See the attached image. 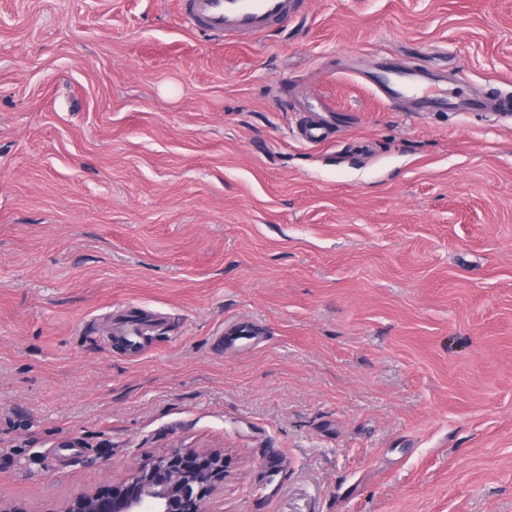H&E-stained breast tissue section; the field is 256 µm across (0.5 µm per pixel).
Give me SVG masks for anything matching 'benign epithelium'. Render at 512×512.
<instances>
[{"mask_svg": "<svg viewBox=\"0 0 512 512\" xmlns=\"http://www.w3.org/2000/svg\"><path fill=\"white\" fill-rule=\"evenodd\" d=\"M226 478L224 452L175 446L144 460L105 492L67 499L59 512H210L206 495Z\"/></svg>", "mask_w": 512, "mask_h": 512, "instance_id": "1", "label": "benign epithelium"}]
</instances>
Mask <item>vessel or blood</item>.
I'll return each mask as SVG.
<instances>
[{
    "label": "vessel or blood",
    "mask_w": 512,
    "mask_h": 512,
    "mask_svg": "<svg viewBox=\"0 0 512 512\" xmlns=\"http://www.w3.org/2000/svg\"><path fill=\"white\" fill-rule=\"evenodd\" d=\"M302 0H179L184 22L207 37L233 36L254 39L299 12ZM372 92L389 104L406 105L412 112H512V96L489 100L459 92L447 72L405 69L388 62L365 76ZM292 109L313 113L314 118L297 130L300 140L321 145L332 134V126L323 119L330 106L320 97L292 100Z\"/></svg>",
    "instance_id": "vessel-or-blood-1"
}]
</instances>
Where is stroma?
<instances>
[{
	"label": "stroma",
	"instance_id": "35a3bbf8",
	"mask_svg": "<svg viewBox=\"0 0 512 512\" xmlns=\"http://www.w3.org/2000/svg\"><path fill=\"white\" fill-rule=\"evenodd\" d=\"M387 58L512 93V0H304L241 45L0 0V497L182 443L224 451L212 512H512V116L393 109ZM315 94L318 146L278 106ZM289 106L298 112H310L318 115L320 118L311 120L301 125L297 130L298 138L306 143L312 145H321L327 142L332 134L331 124L321 115V112H336L327 102L321 97H307L303 100L288 101V96H284V103L282 104L286 110Z\"/></svg>",
	"mask_w": 512,
	"mask_h": 512
}]
</instances>
